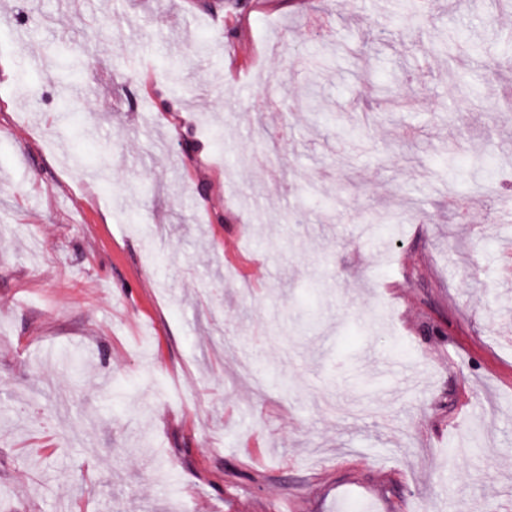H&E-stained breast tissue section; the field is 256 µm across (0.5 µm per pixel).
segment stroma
<instances>
[{
    "label": "stroma",
    "mask_w": 512,
    "mask_h": 512,
    "mask_svg": "<svg viewBox=\"0 0 512 512\" xmlns=\"http://www.w3.org/2000/svg\"><path fill=\"white\" fill-rule=\"evenodd\" d=\"M511 31L0 0V512H512Z\"/></svg>",
    "instance_id": "1"
}]
</instances>
